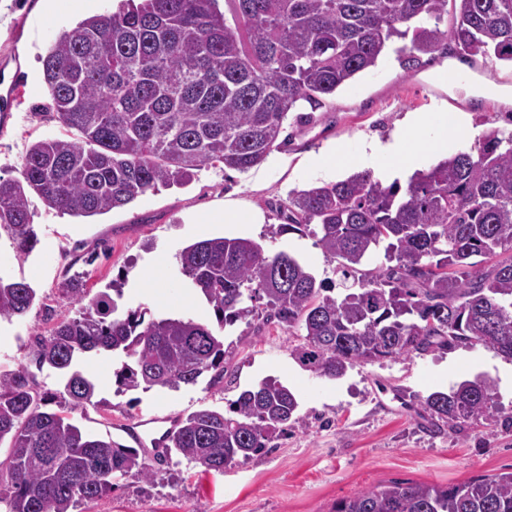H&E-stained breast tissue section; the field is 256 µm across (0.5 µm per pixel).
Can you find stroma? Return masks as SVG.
<instances>
[{"instance_id": "obj_1", "label": "stroma", "mask_w": 512, "mask_h": 512, "mask_svg": "<svg viewBox=\"0 0 512 512\" xmlns=\"http://www.w3.org/2000/svg\"><path fill=\"white\" fill-rule=\"evenodd\" d=\"M54 25L42 19L41 0H0V74L34 84L35 94H22L7 118H0V177L19 176L21 158L33 143L65 136L48 105L42 59L57 36L78 22L116 11L120 0H56ZM401 41L391 43L375 67L358 74L325 99L298 112L312 114L309 123L288 119V142L261 164L241 173L223 165L202 167L182 186L159 188L133 203L93 217H76L48 207L30 196L38 235L35 250L18 252L0 230V273L25 280L37 292L32 309L12 320L0 319V369L30 367L35 391L49 397L62 390V376L31 367L34 339L51 333L78 305L68 281L82 275L91 292L122 291L121 310L141 309L149 315L181 314L214 324L212 308L189 294L179 272L177 253L187 245L214 237H247L266 253L288 252L305 263L326 287L339 284L331 262L311 232H280L293 191L319 183L313 155L354 147L365 139H388L410 112L441 109L463 113L471 130L461 148L476 152L482 135L492 129L512 134V101L474 98L449 89L436 75L451 58L437 53L422 67L404 70L398 58ZM466 74L481 82L512 88V64L491 56L456 54ZM233 204L257 211L258 224H210L201 216ZM158 263L163 283L146 279L147 262ZM304 341L300 330L272 324L253 335L240 323L224 333V380L180 390L154 388L117 393L111 359L87 356L77 367L95 378L99 405L74 414L88 432L137 447L134 424L150 415L177 419L201 408L228 410L243 389L273 377L293 389L300 402V424L271 442L261 454L202 473L182 457L155 464L153 481L117 478L111 492L79 505L76 512H332L337 500L392 482L436 486L460 484L478 475L512 472V361L481 346H458L423 355L358 364L337 380L317 376L294 358ZM484 375L496 384L497 410L461 429L430 428L415 411L422 398L448 391L466 379Z\"/></svg>"}]
</instances>
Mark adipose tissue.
I'll return each instance as SVG.
<instances>
[{"label":"adipose tissue","instance_id":"adipose-tissue-1","mask_svg":"<svg viewBox=\"0 0 512 512\" xmlns=\"http://www.w3.org/2000/svg\"><path fill=\"white\" fill-rule=\"evenodd\" d=\"M470 136L462 115L454 112H411L387 140H365L357 150L337 149L331 156L314 157V167L326 176L372 169L392 178L412 174L425 155L447 151L449 143Z\"/></svg>","mask_w":512,"mask_h":512}]
</instances>
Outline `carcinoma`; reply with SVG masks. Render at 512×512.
<instances>
[{
  "label": "carcinoma",
  "instance_id": "1",
  "mask_svg": "<svg viewBox=\"0 0 512 512\" xmlns=\"http://www.w3.org/2000/svg\"><path fill=\"white\" fill-rule=\"evenodd\" d=\"M123 0L55 39L43 77L59 122L75 139L38 141L18 179L0 178V228L23 254L38 238L34 194L50 207L90 217L122 208L159 187L186 184L207 164L246 172L280 147L282 125L300 101L322 99L376 66L395 38H410L401 64L461 49L512 63V0ZM453 14L451 28L440 23ZM431 27H411L419 19ZM288 223L312 224L336 263L344 292L285 251L265 254L250 238L216 237L177 254L188 287L212 307L216 324L146 318L119 310L109 291L88 297L48 337L34 361L65 377L75 412L93 403L94 379L76 369L87 353L115 359L116 392L178 389L224 379V331L244 322L254 335L277 323L305 343L294 356L330 380L358 363L483 346L512 360V135L484 134L477 155L459 152L406 186L367 172L292 193ZM383 250L387 266L362 269ZM36 291L0 275V318L24 316ZM262 306H257V303ZM28 368L0 371V442L9 439L0 503L7 512H74L132 474L155 471L136 448L96 438L42 410ZM494 382L478 376L428 395L416 415L461 428L485 417ZM296 395L267 378L242 390L228 412L201 408L176 420L165 461L181 455L206 472L261 453L299 422ZM333 512H512V472L459 485L392 483L336 501Z\"/></svg>",
  "mask_w": 512,
  "mask_h": 512
}]
</instances>
